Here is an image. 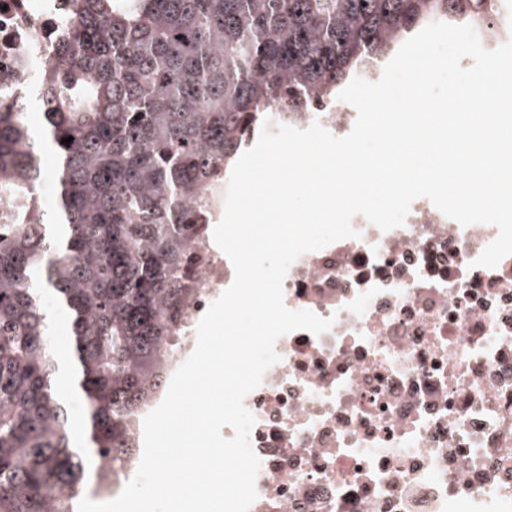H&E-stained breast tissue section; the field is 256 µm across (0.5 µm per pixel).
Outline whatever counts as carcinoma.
<instances>
[{
	"label": "carcinoma",
	"mask_w": 512,
	"mask_h": 512,
	"mask_svg": "<svg viewBox=\"0 0 512 512\" xmlns=\"http://www.w3.org/2000/svg\"><path fill=\"white\" fill-rule=\"evenodd\" d=\"M72 2L58 63L30 90L0 89L20 108L0 111V197L19 201L0 220V512H77L85 472L110 494L140 459V422L179 356L172 339L194 320L206 224L273 113L330 108L432 22L512 40L493 26V0ZM44 291L70 319L66 361Z\"/></svg>",
	"instance_id": "carcinoma-1"
}]
</instances>
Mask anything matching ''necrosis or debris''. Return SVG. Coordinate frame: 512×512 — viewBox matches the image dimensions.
<instances>
[{"label":"necrosis or debris","instance_id":"1","mask_svg":"<svg viewBox=\"0 0 512 512\" xmlns=\"http://www.w3.org/2000/svg\"><path fill=\"white\" fill-rule=\"evenodd\" d=\"M67 0H0V86L55 64ZM358 235L299 257L288 309L332 318L280 337L244 399L260 459L249 512H512V255L475 259L498 235L425 198L403 226L355 216ZM197 315L234 278L196 272Z\"/></svg>","mask_w":512,"mask_h":512}]
</instances>
